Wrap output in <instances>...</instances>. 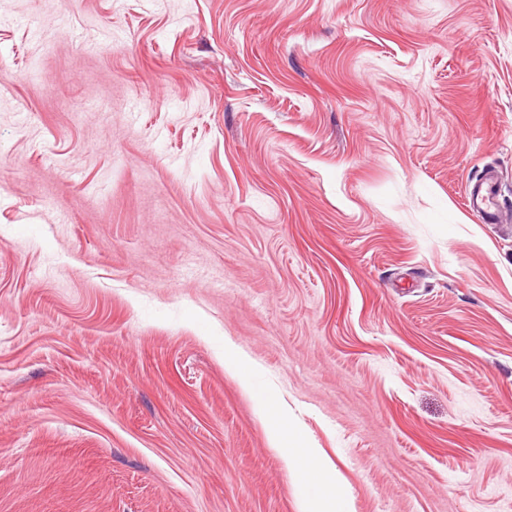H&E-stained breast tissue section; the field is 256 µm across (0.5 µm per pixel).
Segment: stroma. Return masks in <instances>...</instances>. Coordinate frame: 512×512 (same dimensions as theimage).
<instances>
[{
  "label": "stroma",
  "mask_w": 512,
  "mask_h": 512,
  "mask_svg": "<svg viewBox=\"0 0 512 512\" xmlns=\"http://www.w3.org/2000/svg\"><path fill=\"white\" fill-rule=\"evenodd\" d=\"M488 178L512 0H0V512H512ZM483 184L484 182L473 189V195L475 196L476 202L480 199L481 204L484 206L480 209L484 213L485 222L489 224H499L505 219L504 212L502 211L503 207L497 199L496 189L494 185H490L483 192ZM305 457L312 463L314 476L319 484L312 485L308 492L299 501V510L301 512H334L336 509L329 507V500L325 492L321 491L326 485L336 486L338 474L328 465L319 451L315 448H303L302 451L291 450L288 453V463L292 470H296L299 461Z\"/></svg>",
  "instance_id": "obj_1"
}]
</instances>
